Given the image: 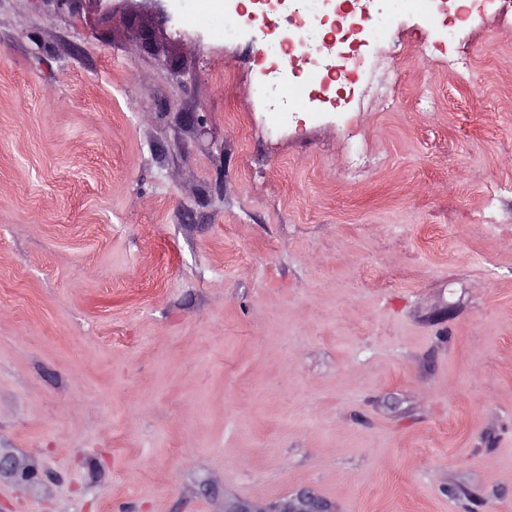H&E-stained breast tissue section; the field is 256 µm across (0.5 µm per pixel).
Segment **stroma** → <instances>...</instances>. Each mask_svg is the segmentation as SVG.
<instances>
[{
	"label": "stroma",
	"instance_id": "obj_1",
	"mask_svg": "<svg viewBox=\"0 0 512 512\" xmlns=\"http://www.w3.org/2000/svg\"><path fill=\"white\" fill-rule=\"evenodd\" d=\"M447 29L273 132L219 0H0V512H512V18Z\"/></svg>",
	"mask_w": 512,
	"mask_h": 512
}]
</instances>
